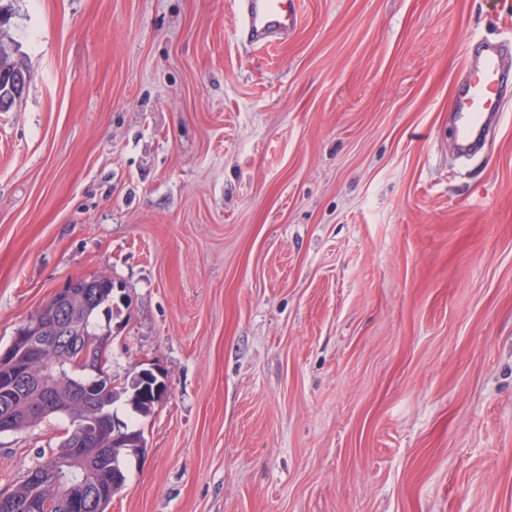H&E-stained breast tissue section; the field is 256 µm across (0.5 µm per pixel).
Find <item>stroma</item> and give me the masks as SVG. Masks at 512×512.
I'll return each instance as SVG.
<instances>
[{
    "label": "stroma",
    "instance_id": "35a3bbf8",
    "mask_svg": "<svg viewBox=\"0 0 512 512\" xmlns=\"http://www.w3.org/2000/svg\"><path fill=\"white\" fill-rule=\"evenodd\" d=\"M0 5V348L106 273L110 372L170 382L109 512H512V92L467 162L449 112L512 0H298L269 48L237 0ZM17 67H23V65L16 61L9 52L0 48V104L6 101L10 102L4 109L5 112H8L19 101L24 91L23 89L21 92H17L16 86L12 82V74ZM4 110L0 108V112Z\"/></svg>",
    "mask_w": 512,
    "mask_h": 512
}]
</instances>
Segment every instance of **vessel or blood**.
<instances>
[{
	"mask_svg": "<svg viewBox=\"0 0 512 512\" xmlns=\"http://www.w3.org/2000/svg\"><path fill=\"white\" fill-rule=\"evenodd\" d=\"M242 33L263 45L288 36L298 23L296 0H241ZM512 71V48L488 42L470 59L454 93L451 110L458 155L469 156L490 146L488 127L503 110L504 77Z\"/></svg>",
	"mask_w": 512,
	"mask_h": 512,
	"instance_id": "vessel-or-blood-1",
	"label": "vessel or blood"
}]
</instances>
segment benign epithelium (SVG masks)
Instances as JSON below:
<instances>
[{
    "label": "benign epithelium",
    "mask_w": 512,
    "mask_h": 512,
    "mask_svg": "<svg viewBox=\"0 0 512 512\" xmlns=\"http://www.w3.org/2000/svg\"><path fill=\"white\" fill-rule=\"evenodd\" d=\"M107 278L108 275L101 274L87 279L82 284L83 292L61 288L53 294L50 320L56 328L55 335H45L46 324L38 317L26 322L17 332L15 343L24 348L26 356L16 372L14 385L34 405L60 404L58 394L61 385L69 383L65 379L59 384L46 377L45 355L49 351L61 354L72 370L86 369L96 375V382L70 389V398L66 401L69 407L75 402H89L96 384L112 379L108 371L112 337L88 335L69 315V308L79 301H88L90 289L98 287ZM26 426L27 423L19 420L12 410L5 408L0 412V431H18ZM98 452L100 449L93 447L91 431L84 425L79 426L77 437L70 440V452L66 457L51 456L29 473V481L48 484L52 491L39 495L26 506L33 512H56L59 502L64 499L71 503L74 512H83L96 494V488L85 480L83 474L88 457Z\"/></svg>",
    "instance_id": "benign-epithelium-1"
}]
</instances>
